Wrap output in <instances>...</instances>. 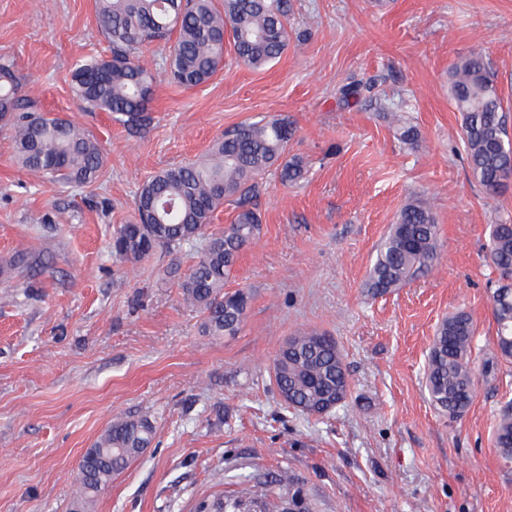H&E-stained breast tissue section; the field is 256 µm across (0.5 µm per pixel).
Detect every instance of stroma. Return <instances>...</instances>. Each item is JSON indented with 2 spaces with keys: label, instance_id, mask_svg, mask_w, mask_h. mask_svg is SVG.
I'll list each match as a JSON object with an SVG mask.
<instances>
[{
  "label": "stroma",
  "instance_id": "35a3bbf8",
  "mask_svg": "<svg viewBox=\"0 0 512 512\" xmlns=\"http://www.w3.org/2000/svg\"><path fill=\"white\" fill-rule=\"evenodd\" d=\"M297 34L262 69L224 53L208 83L157 85L150 125L84 112L77 60L110 57L94 0H0V61L40 111L99 143L93 181L62 185L21 167L0 124V512H71L77 463L113 416L149 417L153 445L114 476L93 512H197L267 487L312 512H512V462L494 443L512 405V360L497 356L489 226L512 216V184L474 180L448 72L481 50L512 134V0H292ZM362 84L359 101L339 91ZM416 127L402 142L383 108ZM281 115L298 184L265 177L259 236L224 289L250 296L234 335L210 336L181 282L197 248L137 263L112 253L140 185L201 158L244 121ZM429 201L438 258L394 292L368 288L400 210ZM25 256L22 268L11 267ZM474 325V397L461 420L431 404L425 365L443 319ZM331 336L350 390L331 413L285 407L272 363L289 337ZM493 362L485 373V362Z\"/></svg>",
  "mask_w": 512,
  "mask_h": 512
}]
</instances>
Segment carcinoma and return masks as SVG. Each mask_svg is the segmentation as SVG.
Returning a JSON list of instances; mask_svg holds the SVG:
<instances>
[{"mask_svg": "<svg viewBox=\"0 0 512 512\" xmlns=\"http://www.w3.org/2000/svg\"><path fill=\"white\" fill-rule=\"evenodd\" d=\"M292 0H97L96 20L112 45L108 59L76 64L74 94L89 112L103 111L131 129L151 122L149 103L162 81L197 86L224 66L227 30L233 32L235 58L261 69L282 57L290 42ZM157 42L168 47L163 64H150L141 49ZM451 102L462 116V139L473 178L489 194L504 187L502 174L512 156L502 150L507 139L503 98L496 75L484 56L472 51L449 72ZM0 121L14 130L22 166L67 183L92 181L103 164L98 142L74 123L39 112L22 92L11 65L0 64ZM292 129L288 119L265 116L224 133L205 160L161 169L138 189L134 217L119 225L112 238L118 259L137 263L159 248L175 249L204 240L198 260L181 283L183 299L200 310L202 328L211 336L236 333L249 297L224 291V281L241 252L261 231L260 215L249 207L259 180L269 172L284 184L302 178L298 157H288ZM237 204V215L224 232L208 234L224 201ZM438 229L423 202L405 205L381 244L369 274V287L384 294L402 286L434 261ZM488 255L498 274L512 268V218L490 225ZM497 350L512 359V287L493 293ZM474 339L471 318L459 313L442 321L428 355L426 388L432 404L456 421L473 399L475 374L470 362ZM282 402L316 414L322 403L337 406L348 394L346 368L335 341L318 333L288 339L273 362ZM146 418L117 417L79 460L75 483L79 509L88 512L92 498L154 441ZM495 445L512 461V408L495 424Z\"/></svg>", "mask_w": 512, "mask_h": 512, "instance_id": "obj_1", "label": "carcinoma"}]
</instances>
